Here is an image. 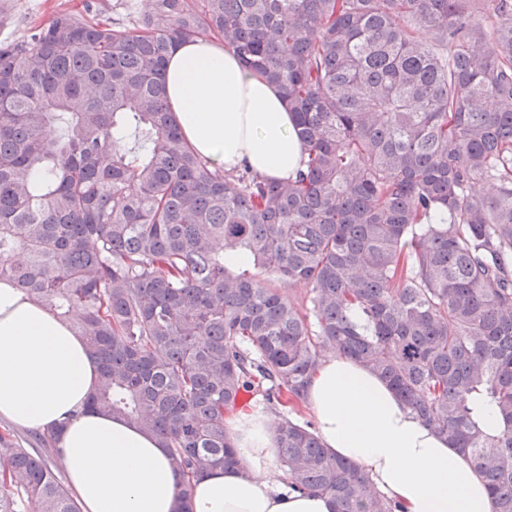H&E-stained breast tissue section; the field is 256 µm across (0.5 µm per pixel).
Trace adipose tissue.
<instances>
[{
    "label": "adipose tissue",
    "instance_id": "obj_1",
    "mask_svg": "<svg viewBox=\"0 0 512 512\" xmlns=\"http://www.w3.org/2000/svg\"><path fill=\"white\" fill-rule=\"evenodd\" d=\"M182 135L211 166L295 178L307 154L281 91L211 37L181 43L166 66ZM99 367L71 324L0 282V418L53 434L80 512H174L184 478L160 440L87 407ZM305 403L325 448L352 461L401 512H495L468 457L426 427L376 375L339 353L312 372ZM226 426L242 463L193 483L192 512H335L328 495L296 492L280 475L267 416L233 413Z\"/></svg>",
    "mask_w": 512,
    "mask_h": 512
}]
</instances>
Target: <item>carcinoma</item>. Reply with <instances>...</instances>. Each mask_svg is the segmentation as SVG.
Instances as JSON below:
<instances>
[{"instance_id":"cac0c4a2","label":"carcinoma","mask_w":512,"mask_h":512,"mask_svg":"<svg viewBox=\"0 0 512 512\" xmlns=\"http://www.w3.org/2000/svg\"><path fill=\"white\" fill-rule=\"evenodd\" d=\"M488 2L489 29L476 0H148L128 25L60 11L0 43V281L84 337L91 408L169 449L175 512L239 464L242 391L278 415L288 487L399 512L282 412L325 350L386 381L512 512V0ZM208 35L282 91L296 179L213 169L181 136L166 63ZM49 441L0 435V512H79Z\"/></svg>"}]
</instances>
